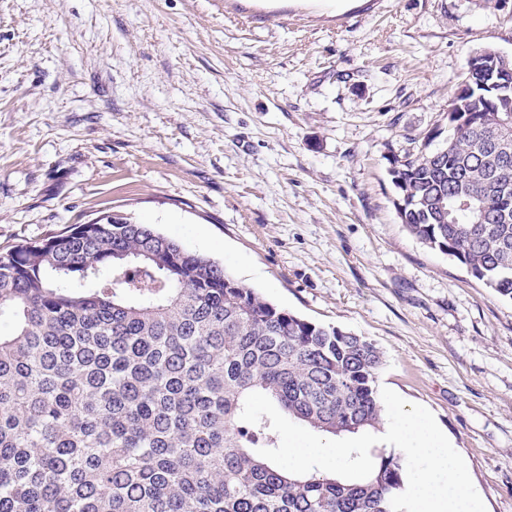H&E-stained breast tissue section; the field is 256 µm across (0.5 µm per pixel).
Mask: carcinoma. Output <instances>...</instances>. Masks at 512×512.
<instances>
[{
    "label": "carcinoma",
    "instance_id": "carcinoma-1",
    "mask_svg": "<svg viewBox=\"0 0 512 512\" xmlns=\"http://www.w3.org/2000/svg\"><path fill=\"white\" fill-rule=\"evenodd\" d=\"M471 115L447 152L391 162L412 235L512 299V163L487 148L495 112L467 71ZM0 253V512H392L402 460L370 476L292 474L261 457L287 419L338 436L377 428L382 354L362 336L308 321L150 224L114 215Z\"/></svg>",
    "mask_w": 512,
    "mask_h": 512
}]
</instances>
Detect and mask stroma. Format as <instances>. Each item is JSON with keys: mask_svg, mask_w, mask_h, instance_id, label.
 <instances>
[{"mask_svg": "<svg viewBox=\"0 0 512 512\" xmlns=\"http://www.w3.org/2000/svg\"><path fill=\"white\" fill-rule=\"evenodd\" d=\"M512 0H0V251L120 214L379 348L487 512H512V299L402 224L389 160L446 139Z\"/></svg>", "mask_w": 512, "mask_h": 512, "instance_id": "obj_1", "label": "stroma"}]
</instances>
